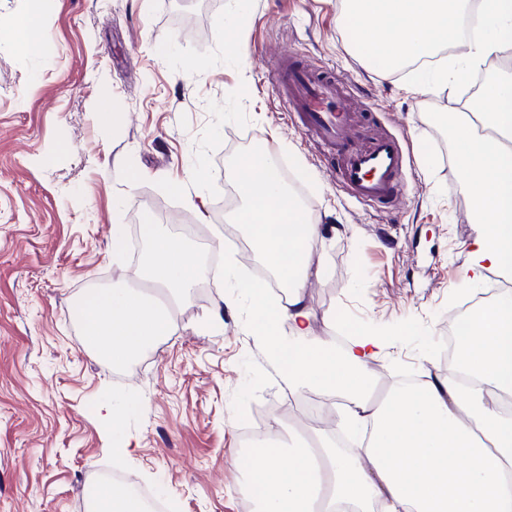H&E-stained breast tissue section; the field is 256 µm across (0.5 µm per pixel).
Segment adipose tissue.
I'll return each mask as SVG.
<instances>
[{
  "mask_svg": "<svg viewBox=\"0 0 512 512\" xmlns=\"http://www.w3.org/2000/svg\"><path fill=\"white\" fill-rule=\"evenodd\" d=\"M43 6L44 0H29L27 14L1 18L0 36L23 52H40L45 38L34 20ZM481 101L473 113H455L451 127L478 226L469 248L470 284L490 272L512 273V80L487 81ZM231 168L246 201L238 220L288 292L287 302L273 307L261 285L246 284L257 340L290 391L340 397V425L368 434L358 455L320 434L332 463L327 476L303 443L267 452L248 472L249 484L261 491L256 512H512V409L502 404L512 396V291L474 317L462 339L464 377L437 374L374 400L368 363L385 348V336L363 335L340 351L310 333L305 285L321 226L291 196L268 152L243 155ZM140 231L152 249L141 274L172 298L206 275L163 226L144 224ZM79 315L86 346L115 364L165 336L170 323L169 312L127 288L92 292Z\"/></svg>",
  "mask_w": 512,
  "mask_h": 512,
  "instance_id": "1",
  "label": "adipose tissue"
}]
</instances>
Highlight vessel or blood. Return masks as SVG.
I'll return each mask as SVG.
<instances>
[{"label": "vessel or blood", "instance_id": "1", "mask_svg": "<svg viewBox=\"0 0 512 512\" xmlns=\"http://www.w3.org/2000/svg\"><path fill=\"white\" fill-rule=\"evenodd\" d=\"M277 91L286 111L296 115L300 128L317 138L324 152L334 155L340 182L355 199L384 204L401 188L403 156L388 138L367 145L350 135L351 115L335 82L299 63L292 53L281 56Z\"/></svg>", "mask_w": 512, "mask_h": 512}]
</instances>
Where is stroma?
Here are the masks:
<instances>
[{"instance_id": "stroma-1", "label": "stroma", "mask_w": 512, "mask_h": 512, "mask_svg": "<svg viewBox=\"0 0 512 512\" xmlns=\"http://www.w3.org/2000/svg\"><path fill=\"white\" fill-rule=\"evenodd\" d=\"M35 25L40 54L0 39V512H88L116 472L167 512H244L251 406L272 410L274 447L302 430L253 335L243 285L266 261L226 247L249 241L245 201L218 207L235 184L225 162L252 149L271 151L326 232L325 272L306 285L314 335L343 349L349 328L387 334L370 363L384 396L404 375L453 372L444 322L493 283L454 289L475 225L448 118L487 70L453 102L405 93V70L355 49L340 0H46ZM287 50L345 86L360 141L397 143L402 187L389 205L351 198L293 124L277 97ZM143 224L187 241L209 285L180 301L154 347L115 365L86 347L75 305L93 288L138 287ZM129 403L117 429L97 413ZM125 444L129 455L113 454Z\"/></svg>"}]
</instances>
